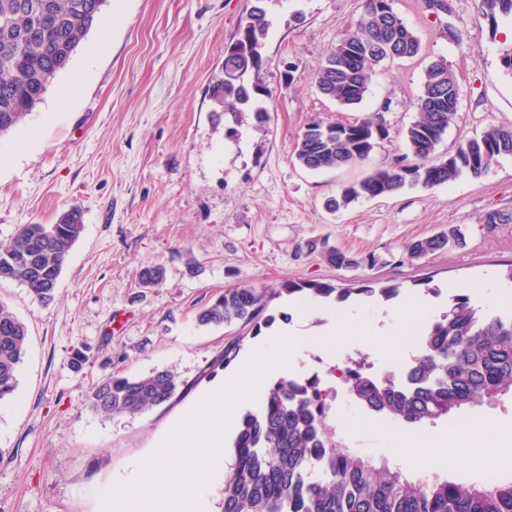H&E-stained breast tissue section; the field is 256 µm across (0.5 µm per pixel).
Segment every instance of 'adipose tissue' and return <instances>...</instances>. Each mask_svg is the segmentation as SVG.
<instances>
[{
    "instance_id": "1",
    "label": "adipose tissue",
    "mask_w": 512,
    "mask_h": 512,
    "mask_svg": "<svg viewBox=\"0 0 512 512\" xmlns=\"http://www.w3.org/2000/svg\"><path fill=\"white\" fill-rule=\"evenodd\" d=\"M488 440V448L482 449L477 462L486 468L500 464L505 454L501 442L505 434L498 422L493 420L461 421L447 433L436 438H423L414 442L407 459L420 466L432 456L434 451L443 452L448 458L463 459L469 456L475 438Z\"/></svg>"
}]
</instances>
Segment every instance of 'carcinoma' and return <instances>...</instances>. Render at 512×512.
I'll return each mask as SVG.
<instances>
[{"instance_id":"carcinoma-1","label":"carcinoma","mask_w":512,"mask_h":512,"mask_svg":"<svg viewBox=\"0 0 512 512\" xmlns=\"http://www.w3.org/2000/svg\"><path fill=\"white\" fill-rule=\"evenodd\" d=\"M105 0H0V135L21 127L58 73L101 18ZM394 0H367L364 14L314 70L321 95L343 108L361 104L376 67L417 57L421 43L393 7ZM269 23L263 0H254L237 38L224 54V82L213 96L217 109L237 120L254 112L264 124L270 115L252 108L263 91L264 40ZM459 89L447 60L437 58L424 72L413 102L417 119L403 130L405 159L339 186L328 200L333 210L361 199L397 194L407 188H433L463 175L486 176L499 158L512 156V127L490 126L455 152L438 153L454 120ZM380 120L312 121L298 137L295 158L307 170L337 169L365 162L379 141L389 137ZM83 229L73 207L53 224H21L0 244V281H15L40 303L55 297L67 258ZM466 243L460 228L408 243L405 255L418 260ZM338 269L374 267L373 254L356 256L312 243ZM165 269L144 267L140 285L149 288ZM400 287L374 288L362 280L337 290L325 282L285 281L277 289L236 286L201 309V325L252 326L253 335L276 317L272 301L308 295L323 301L397 297ZM28 330L0 302V400L18 387L17 372L26 353ZM350 398L371 416L405 426H424L468 407L492 404L512 393V311L483 310L466 295L450 299L448 310L420 333V350L402 380L367 371L366 358L350 359L342 371ZM181 385L177 372L154 369L138 376L109 375L92 388L88 403L96 414L135 416L168 403ZM329 392L316 376L280 377L268 387L261 406L242 415L233 441L234 461L224 471L222 512H512V480L453 482L444 477L409 479L385 461L353 451L327 425Z\"/></svg>"}]
</instances>
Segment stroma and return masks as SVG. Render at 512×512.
Listing matches in <instances>:
<instances>
[{
    "instance_id": "stroma-1",
    "label": "stroma",
    "mask_w": 512,
    "mask_h": 512,
    "mask_svg": "<svg viewBox=\"0 0 512 512\" xmlns=\"http://www.w3.org/2000/svg\"><path fill=\"white\" fill-rule=\"evenodd\" d=\"M394 0L421 42V53L378 67L360 105L344 109L316 89L313 72L357 20L366 0H266L264 92L270 115L256 124L214 111L224 52L253 0H105L110 27L93 26L67 70L53 80L25 125L0 137V242L22 224H51L79 206L83 229L44 305L13 281L0 301L26 324L28 347L18 395L0 402V512H96L92 490L151 453L163 433L204 390L221 380L224 346L255 345L250 327L202 326L198 311L237 285L277 288L287 280L339 288L361 279L400 285L401 299L439 289L498 305L512 276V223L487 228V213H512V156L475 180L362 200L332 212L325 202L341 184L389 166L406 152L403 130L432 60L455 76L459 107L438 147L458 145L491 125L512 126V17L488 16L479 0ZM69 100H61L65 88ZM383 114L390 130L369 158L342 169L310 171L295 145L313 120L353 122ZM462 227L466 244L402 261L406 243ZM328 241L354 254H376L373 268L337 269L307 242ZM160 264L164 280L139 283L142 266ZM395 355L352 338L304 351L308 373L365 353L373 371H392ZM87 360L74 370L70 357ZM171 368L179 394L136 416L104 418L88 405L98 379ZM327 423L360 454L412 477L436 473L476 480L473 461L436 455L414 467L402 457L389 420L366 414L332 379Z\"/></svg>"
}]
</instances>
